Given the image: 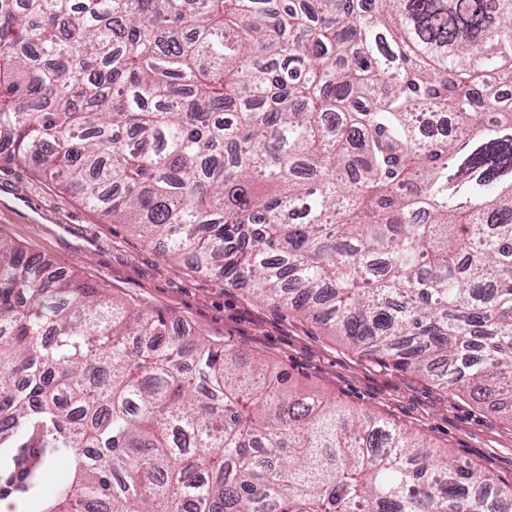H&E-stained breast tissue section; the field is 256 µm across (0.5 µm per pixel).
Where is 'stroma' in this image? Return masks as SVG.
Listing matches in <instances>:
<instances>
[{
    "label": "stroma",
    "mask_w": 512,
    "mask_h": 512,
    "mask_svg": "<svg viewBox=\"0 0 512 512\" xmlns=\"http://www.w3.org/2000/svg\"><path fill=\"white\" fill-rule=\"evenodd\" d=\"M0 239L51 260L115 303L162 314L172 334L191 331L262 360L284 370L297 390L390 420L441 456L512 482V424L498 407L382 365L246 287L163 258L64 191L36 161L0 163Z\"/></svg>",
    "instance_id": "35a3bbf8"
}]
</instances>
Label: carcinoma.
Listing matches in <instances>:
<instances>
[{"label": "carcinoma", "mask_w": 512, "mask_h": 512, "mask_svg": "<svg viewBox=\"0 0 512 512\" xmlns=\"http://www.w3.org/2000/svg\"><path fill=\"white\" fill-rule=\"evenodd\" d=\"M25 160L512 423V0H0V161ZM286 384L0 241V496L512 512V483Z\"/></svg>", "instance_id": "obj_1"}]
</instances>
